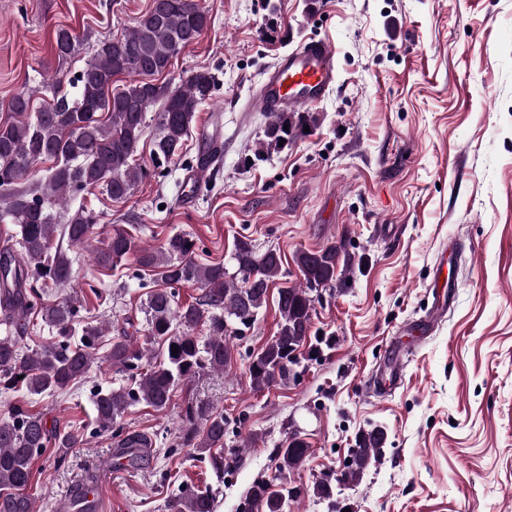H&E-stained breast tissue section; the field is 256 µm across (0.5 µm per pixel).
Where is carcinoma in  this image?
Here are the masks:
<instances>
[{
    "label": "carcinoma",
    "mask_w": 512,
    "mask_h": 512,
    "mask_svg": "<svg viewBox=\"0 0 512 512\" xmlns=\"http://www.w3.org/2000/svg\"><path fill=\"white\" fill-rule=\"evenodd\" d=\"M210 18L198 0H152L150 9L120 37L104 38L93 57L79 70L80 77L64 78L58 72L47 79L51 102L32 111L31 95L22 90L8 103L18 120L0 121V221L16 226L15 243L0 250V388L23 389L30 397L53 396L82 378L95 360L100 339L108 325L87 324L80 337L76 325L84 300L68 295L46 303L48 284L64 286L73 277L68 248L86 245L97 224V216L80 208L60 223L55 208L63 209L78 192L100 189L113 201L129 199L138 184L151 174L165 171L183 153L185 141L198 112L212 100L217 79L208 70L190 72L181 84H157L154 77L165 73L173 60L196 44L208 29ZM77 37L66 29L55 34V53L64 61L72 56ZM126 78L117 86L119 78ZM156 132L151 137L149 159L138 162L139 145L147 130L146 112L156 102ZM310 114L278 113L264 131L259 160L282 151L304 126H313ZM50 160L53 166L41 173L37 165ZM67 240L63 247L61 240ZM138 253L139 265L164 284L152 289L145 302L146 342L139 345L125 334L110 338L107 360L120 371L131 372V383L98 390L93 396L97 427L112 425L135 403L155 410L167 408L176 388L207 370L222 372L228 366V338L242 339L267 302V291L285 277L281 255L258 252L252 240L235 243L226 265H201L195 260L196 241L188 233L168 236L156 248H140L120 227L94 250L96 264L112 269L128 254ZM350 262L344 246L334 243L295 255L300 281L278 289V331L248 365L253 390L263 391L291 378L290 353L311 338L314 303L318 289L336 283V271ZM195 283L202 291L195 301H178L175 286ZM55 331V340L35 348H24L30 317ZM203 326L206 335L195 329ZM161 343L156 355L153 345ZM177 355H172L171 345ZM185 420L194 426L186 444L206 454L216 477L226 466L224 414L188 405ZM201 425L202 429L195 428ZM147 438L129 433L118 442L115 465L134 466L143 457ZM385 434L374 427L363 432L361 445L347 459L340 477L317 481L313 495L328 497L336 484L354 486L365 470L380 461L385 452ZM73 448L76 436L51 432L42 413L15 404L0 417V512H34L29 493L35 460L49 444ZM310 448L298 432H292L278 447L275 469L288 473L301 467ZM301 493L288 487L272 490L256 483L250 486L243 512H288V502ZM212 488L181 490L168 504L169 512H213Z\"/></svg>",
    "instance_id": "obj_1"
}]
</instances>
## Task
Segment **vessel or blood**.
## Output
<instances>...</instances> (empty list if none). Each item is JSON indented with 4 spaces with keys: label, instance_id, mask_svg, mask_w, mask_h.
Segmentation results:
<instances>
[{
    "label": "vessel or blood",
    "instance_id": "vessel-or-blood-1",
    "mask_svg": "<svg viewBox=\"0 0 512 512\" xmlns=\"http://www.w3.org/2000/svg\"><path fill=\"white\" fill-rule=\"evenodd\" d=\"M336 50L326 38L311 37L269 68L258 90V101L269 113L293 112L324 99L336 86ZM222 158L221 151L206 147L185 173L191 186L203 184Z\"/></svg>",
    "mask_w": 512,
    "mask_h": 512
}]
</instances>
